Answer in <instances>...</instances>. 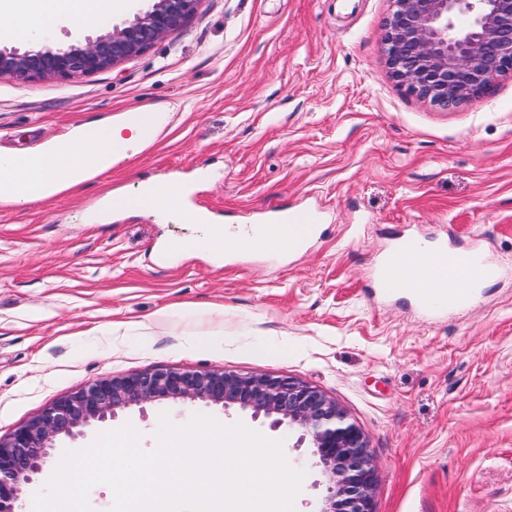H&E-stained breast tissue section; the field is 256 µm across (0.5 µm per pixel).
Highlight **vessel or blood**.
Returning a JSON list of instances; mask_svg holds the SVG:
<instances>
[{
	"label": "vessel or blood",
	"instance_id": "1",
	"mask_svg": "<svg viewBox=\"0 0 512 512\" xmlns=\"http://www.w3.org/2000/svg\"><path fill=\"white\" fill-rule=\"evenodd\" d=\"M444 271L456 280L448 287L419 276L417 262ZM381 282L408 290L423 310L432 315L459 312L470 307L480 283L494 277L498 266L489 253L459 250L441 243L426 250H417L413 241L406 240L388 251L377 264Z\"/></svg>",
	"mask_w": 512,
	"mask_h": 512
}]
</instances>
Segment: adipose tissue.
Instances as JSON below:
<instances>
[{"instance_id": "adipose-tissue-1", "label": "adipose tissue", "mask_w": 512, "mask_h": 512, "mask_svg": "<svg viewBox=\"0 0 512 512\" xmlns=\"http://www.w3.org/2000/svg\"><path fill=\"white\" fill-rule=\"evenodd\" d=\"M126 0H0V29L11 31L7 19L14 6L26 5L24 30H43L65 19L82 24L120 11ZM166 115L128 112L115 122H89L74 133L55 140L34 153L0 154V201L16 207L40 202L82 185L111 169L117 161L137 153L151 143L162 129ZM192 188L173 176L141 182L134 197L109 199L93 218L106 223L109 211L159 214L176 210L180 219L197 225L195 236L184 239L181 248L202 250L214 259L224 254L221 226L213 224L202 211L185 207Z\"/></svg>"}]
</instances>
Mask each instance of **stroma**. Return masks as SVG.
<instances>
[{"mask_svg": "<svg viewBox=\"0 0 512 512\" xmlns=\"http://www.w3.org/2000/svg\"><path fill=\"white\" fill-rule=\"evenodd\" d=\"M57 23L65 46L146 10ZM390 0H203L184 28L79 79L0 80V153L95 119L165 106L154 141L81 185L18 210L0 203V436L102 377L158 368L265 373L334 399L369 439L373 512H512V75L443 109L386 63ZM175 174L221 225L316 215L300 251L226 245L162 262L194 225L118 212L107 195ZM486 249L499 264L467 312L434 316L375 275L400 239ZM131 408L63 450L132 424L156 445L161 413ZM307 455L298 431L210 406Z\"/></svg>", "mask_w": 512, "mask_h": 512, "instance_id": "1", "label": "stroma"}]
</instances>
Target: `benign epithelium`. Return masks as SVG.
<instances>
[{
    "label": "benign epithelium",
    "instance_id": "1",
    "mask_svg": "<svg viewBox=\"0 0 512 512\" xmlns=\"http://www.w3.org/2000/svg\"><path fill=\"white\" fill-rule=\"evenodd\" d=\"M202 0H152L122 26L64 47L35 41L0 48V79L90 75L135 57L179 31ZM385 26L386 62L416 96L450 109L485 93L512 73V0H392ZM162 401L237 406L253 418L288 425L308 442L321 468L318 512H372L376 464L364 431L318 389L269 375L159 369L102 378L59 398L0 438V512H18L25 485L54 456L63 438L132 407Z\"/></svg>",
    "mask_w": 512,
    "mask_h": 512
}]
</instances>
